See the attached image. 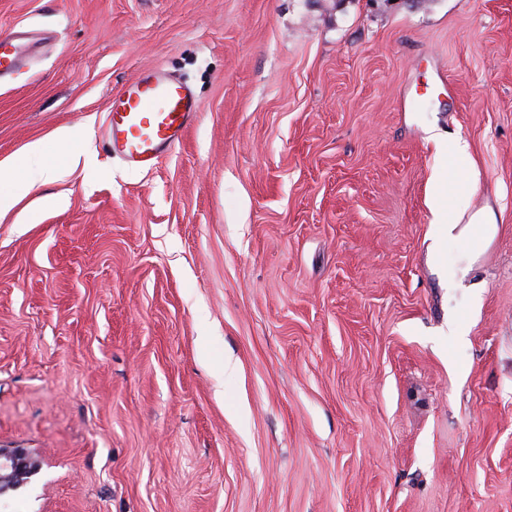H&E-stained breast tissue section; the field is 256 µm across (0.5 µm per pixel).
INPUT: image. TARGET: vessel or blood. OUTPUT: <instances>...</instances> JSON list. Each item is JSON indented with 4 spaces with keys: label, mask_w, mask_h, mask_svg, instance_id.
<instances>
[{
    "label": "vessel or blood",
    "mask_w": 512,
    "mask_h": 512,
    "mask_svg": "<svg viewBox=\"0 0 512 512\" xmlns=\"http://www.w3.org/2000/svg\"><path fill=\"white\" fill-rule=\"evenodd\" d=\"M29 43L0 38V78L22 66ZM201 105L191 89L154 71L139 73L110 101L108 140L114 158L133 170L153 169L180 143Z\"/></svg>",
    "instance_id": "1"
}]
</instances>
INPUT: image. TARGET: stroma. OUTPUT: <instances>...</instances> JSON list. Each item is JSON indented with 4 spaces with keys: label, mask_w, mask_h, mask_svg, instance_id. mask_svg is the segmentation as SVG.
<instances>
[{
    "label": "stroma",
    "mask_w": 512,
    "mask_h": 512,
    "mask_svg": "<svg viewBox=\"0 0 512 512\" xmlns=\"http://www.w3.org/2000/svg\"><path fill=\"white\" fill-rule=\"evenodd\" d=\"M24 27L0 195L36 141L58 177L0 215V447L40 462L0 512H512V0H0ZM142 71L202 110L132 171ZM463 215L459 214L452 217V212L442 206H437L433 210V224L436 227L438 238H456L467 244L466 257L475 255L486 244L488 238L495 233L496 224H492L493 219L488 217L485 224H465L461 226Z\"/></svg>",
    "instance_id": "stroma-1"
}]
</instances>
